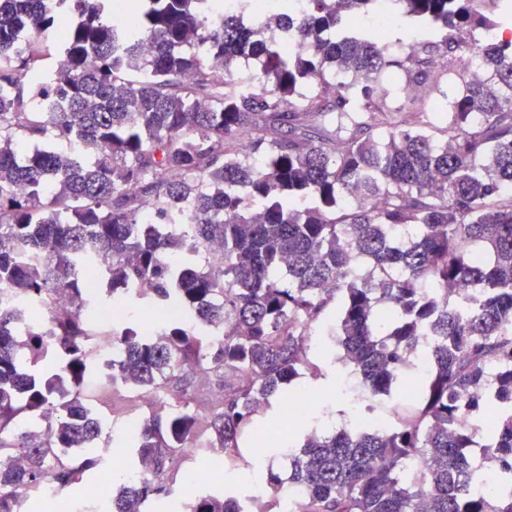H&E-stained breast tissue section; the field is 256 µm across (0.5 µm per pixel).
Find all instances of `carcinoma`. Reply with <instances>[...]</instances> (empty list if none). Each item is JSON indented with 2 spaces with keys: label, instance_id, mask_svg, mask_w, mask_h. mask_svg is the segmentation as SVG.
<instances>
[{
  "label": "carcinoma",
  "instance_id": "carcinoma-1",
  "mask_svg": "<svg viewBox=\"0 0 512 512\" xmlns=\"http://www.w3.org/2000/svg\"><path fill=\"white\" fill-rule=\"evenodd\" d=\"M213 2L136 0L126 26L111 0H0V285L71 306L53 344L25 339L23 362L17 311L0 304V459L26 462L0 467V512L102 467L72 458L102 427L80 389L103 300L201 322H120L111 378L151 391L187 368L222 374L210 427L227 457L260 405L298 391L318 325L370 394L397 384L416 400L381 432L298 422L288 482L262 479L299 487L298 512H512V491L472 482L486 462L512 477V36L473 40L512 30V0H491L494 19L473 0H392L424 31L406 55L351 30L372 0H307L300 18L288 0L259 31ZM288 33L303 49L282 50ZM461 49L482 77L458 68ZM242 59L259 73L235 76ZM20 139L50 147L21 157ZM214 242L220 268L203 260ZM91 252L110 263L90 293ZM142 280L151 294L126 293ZM41 418L46 445L19 430ZM194 432L189 409L144 421L135 461L152 478L115 512H141L181 476ZM193 512L246 508L205 494Z\"/></svg>",
  "mask_w": 512,
  "mask_h": 512
}]
</instances>
